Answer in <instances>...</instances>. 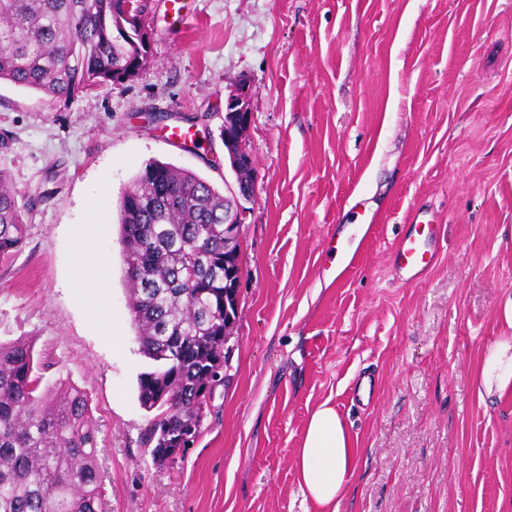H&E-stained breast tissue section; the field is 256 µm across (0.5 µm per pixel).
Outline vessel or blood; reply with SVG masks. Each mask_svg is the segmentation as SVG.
I'll return each mask as SVG.
<instances>
[{
  "mask_svg": "<svg viewBox=\"0 0 512 512\" xmlns=\"http://www.w3.org/2000/svg\"><path fill=\"white\" fill-rule=\"evenodd\" d=\"M436 255V238L431 232L430 223L413 220L408 230L392 246L394 273L405 283L420 281L432 269Z\"/></svg>",
  "mask_w": 512,
  "mask_h": 512,
  "instance_id": "b4317fda",
  "label": "vessel or blood"
}]
</instances>
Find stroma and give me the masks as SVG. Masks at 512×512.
Returning <instances> with one entry per match:
<instances>
[{"mask_svg":"<svg viewBox=\"0 0 512 512\" xmlns=\"http://www.w3.org/2000/svg\"><path fill=\"white\" fill-rule=\"evenodd\" d=\"M145 5L137 78L68 101L0 82V166L26 225L0 264V341L31 337L45 383L87 392L102 512H316L294 454L326 401L357 452L338 512H512V387L478 392L488 353L512 344V0ZM243 78L258 183L224 384L199 438L160 465L141 444L152 364L117 202L153 160L236 192L220 125ZM184 117L186 145L168 138ZM414 212L439 224V259L406 285L391 246ZM368 222L340 277L332 242Z\"/></svg>","mask_w":512,"mask_h":512,"instance_id":"35a3bbf8","label":"stroma"}]
</instances>
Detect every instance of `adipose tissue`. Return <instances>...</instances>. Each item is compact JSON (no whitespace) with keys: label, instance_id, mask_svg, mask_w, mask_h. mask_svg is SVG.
Masks as SVG:
<instances>
[{"label":"adipose tissue","instance_id":"ef3b65f1","mask_svg":"<svg viewBox=\"0 0 512 512\" xmlns=\"http://www.w3.org/2000/svg\"><path fill=\"white\" fill-rule=\"evenodd\" d=\"M297 482L322 512L336 505L353 474L356 454L335 408L320 404L309 416L295 450Z\"/></svg>","mask_w":512,"mask_h":512}]
</instances>
